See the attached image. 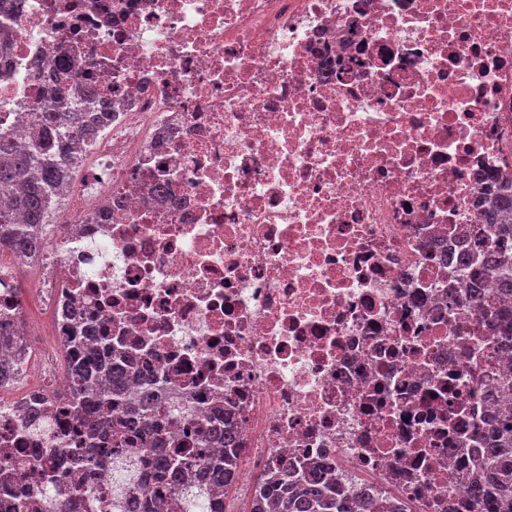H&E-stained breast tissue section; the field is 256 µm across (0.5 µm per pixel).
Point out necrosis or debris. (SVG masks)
<instances>
[{
	"instance_id": "1",
	"label": "necrosis or debris",
	"mask_w": 512,
	"mask_h": 512,
	"mask_svg": "<svg viewBox=\"0 0 512 512\" xmlns=\"http://www.w3.org/2000/svg\"><path fill=\"white\" fill-rule=\"evenodd\" d=\"M66 52L113 116L34 261L0 259V331L25 342L0 449L42 498L76 422L70 338L101 317L156 375L163 448L221 412L239 482L318 461L373 499L470 512L460 454L512 408V307L464 306L512 181V0H0V135ZM36 285L33 323L16 285ZM55 409L50 429L21 407Z\"/></svg>"
}]
</instances>
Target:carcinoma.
I'll return each instance as SVG.
<instances>
[{
  "mask_svg": "<svg viewBox=\"0 0 512 512\" xmlns=\"http://www.w3.org/2000/svg\"><path fill=\"white\" fill-rule=\"evenodd\" d=\"M73 62L64 52L49 64L52 81L50 93L32 126L20 128L0 139V191L20 188L15 198V212H0V249L6 248L20 257L34 258L42 244L45 224L55 209L58 198L66 193L70 179L85 156L90 136L101 129L110 106L100 97L93 82H77L72 78ZM96 104L91 112H70L71 98ZM484 221L494 234L496 249L487 256L490 267L499 272L498 291L512 295V186L503 185L485 210ZM497 339L512 344V309L498 314ZM95 329L84 330V340L73 350V385L60 397L59 404L83 417V432L93 438L101 433L112 434V447L97 449L95 454L70 453V461L91 469L104 459L112 460L116 475V494L112 496V512L127 507L124 500L131 474L124 470L119 449L132 442L133 429L149 424L158 416L150 396L155 381L148 367H136L123 352L116 350L103 356L88 346ZM134 384L142 390L134 405L126 395ZM112 405L117 413L107 419L98 407ZM192 433L198 448L181 447L174 453L159 448L150 450V464L143 477L167 493L192 482L198 491L191 497L173 499L174 512H225L224 505L210 501L208 484L232 485L238 475L236 453L237 432L226 425L222 429L199 425ZM217 443L223 448L212 455L207 447ZM474 447L468 449L472 473L467 480L469 499L475 512H512V411L498 415L496 421L475 429L471 435ZM53 485L55 497L34 505L24 499L15 504L20 512H75L77 499L84 488L79 479L62 484L55 470L43 473ZM249 512H368L370 495L358 488L344 490L328 469L317 463L285 462L277 469L260 472Z\"/></svg>",
  "mask_w": 512,
  "mask_h": 512,
  "instance_id": "carcinoma-1",
  "label": "carcinoma"
}]
</instances>
